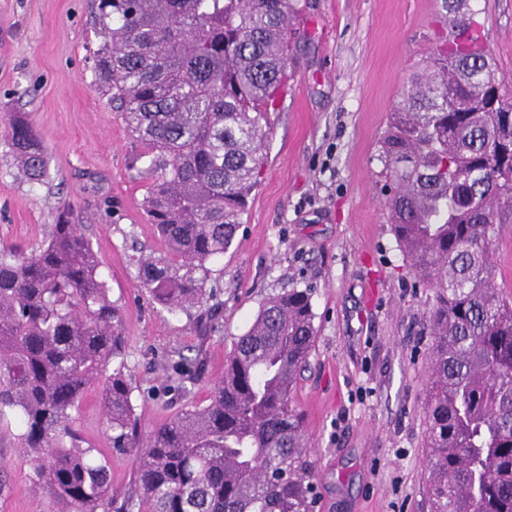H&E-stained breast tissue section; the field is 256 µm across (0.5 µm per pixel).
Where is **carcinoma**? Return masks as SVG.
<instances>
[{
    "instance_id": "obj_1",
    "label": "carcinoma",
    "mask_w": 512,
    "mask_h": 512,
    "mask_svg": "<svg viewBox=\"0 0 512 512\" xmlns=\"http://www.w3.org/2000/svg\"><path fill=\"white\" fill-rule=\"evenodd\" d=\"M299 0H99L96 80L143 147L142 207L165 246L137 278L170 312L212 314L208 263L231 246L266 156L268 112L288 80ZM411 75L377 159L396 242L435 291L425 389L431 512H512V296L494 241L512 224V99L474 15ZM7 144L25 177L48 175L19 113ZM67 214L29 251L0 244V430L64 512H112L111 462L73 426L87 389L114 448L134 458L118 512H313L314 462L292 407L315 345L311 290L266 297L234 338L209 404L141 435L122 312ZM202 351L178 355L193 379Z\"/></svg>"
}]
</instances>
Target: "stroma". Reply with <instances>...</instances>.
<instances>
[{"label": "stroma", "instance_id": "stroma-1", "mask_svg": "<svg viewBox=\"0 0 512 512\" xmlns=\"http://www.w3.org/2000/svg\"><path fill=\"white\" fill-rule=\"evenodd\" d=\"M97 0H0V119L23 114L48 153L28 181L0 137V240L33 247L60 212L84 224L112 300L142 434L206 403L234 337L261 301L312 291L315 346L293 393L305 420L314 512H430L424 398L433 289L420 284L391 231L377 159L407 78L450 36L445 0H305L293 19L292 76L269 115L268 160L232 245L210 264L219 308L200 337L195 315L153 302L136 258L163 244L148 224L134 159L142 146L94 78ZM512 82V0H464ZM202 355L187 397L170 355ZM106 449L123 494L132 456L113 447L99 389L74 413ZM0 433V512H61Z\"/></svg>", "mask_w": 512, "mask_h": 512}]
</instances>
